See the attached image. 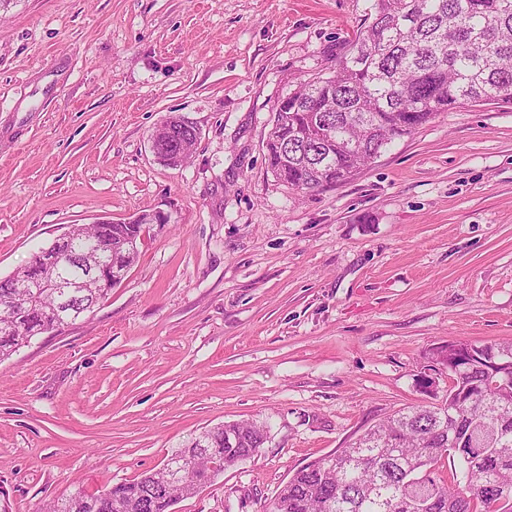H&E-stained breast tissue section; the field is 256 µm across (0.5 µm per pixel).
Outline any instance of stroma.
<instances>
[{"label":"stroma","instance_id":"obj_1","mask_svg":"<svg viewBox=\"0 0 512 512\" xmlns=\"http://www.w3.org/2000/svg\"><path fill=\"white\" fill-rule=\"evenodd\" d=\"M371 4L0 0V277L67 226L169 217L89 317L0 362V512L135 479L232 421L268 442L174 512H262L441 403L433 349L512 343V106L440 113L324 189L268 167L278 102L338 67ZM173 114L197 131L179 166L152 149Z\"/></svg>","mask_w":512,"mask_h":512}]
</instances>
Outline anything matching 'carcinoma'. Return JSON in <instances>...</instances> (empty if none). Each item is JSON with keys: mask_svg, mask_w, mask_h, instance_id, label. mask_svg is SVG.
<instances>
[{"mask_svg": "<svg viewBox=\"0 0 512 512\" xmlns=\"http://www.w3.org/2000/svg\"><path fill=\"white\" fill-rule=\"evenodd\" d=\"M371 10L336 71L300 84L275 109L268 164L292 189L347 179L393 139L442 112L512 104V0H373ZM155 135L173 166L196 143L195 128L178 115ZM146 224L142 214L69 228L56 272L65 287L34 303L18 283L40 271L35 260L0 278V362L24 341L57 330L50 312L64 300L73 298L78 319L92 313L139 251H114L97 270L86 258L91 241L103 235L131 245ZM432 360L448 368L451 380L441 404L399 411L350 450L297 470L264 512H512V344L457 339ZM269 433L253 422L207 428L174 452L185 470L164 491L157 490L164 479L157 468L97 493L78 489L45 512H171L178 500L258 454ZM443 460L446 479L437 473Z\"/></svg>", "mask_w": 512, "mask_h": 512, "instance_id": "cac0c4a2", "label": "carcinoma"}]
</instances>
